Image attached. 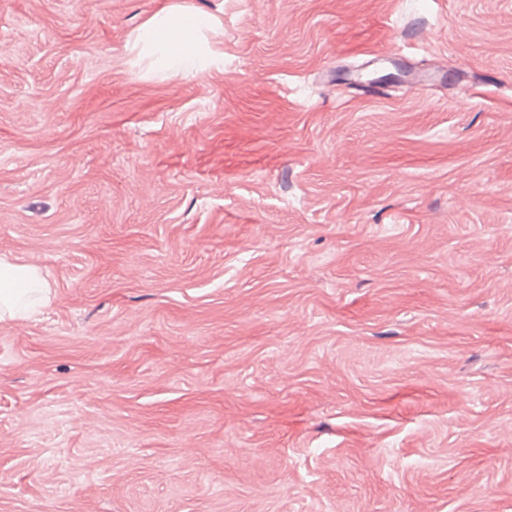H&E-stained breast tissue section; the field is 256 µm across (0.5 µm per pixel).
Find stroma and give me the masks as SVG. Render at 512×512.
Segmentation results:
<instances>
[{"mask_svg": "<svg viewBox=\"0 0 512 512\" xmlns=\"http://www.w3.org/2000/svg\"><path fill=\"white\" fill-rule=\"evenodd\" d=\"M0 255V512H512V0H0ZM193 27L190 29L189 27ZM195 26L183 22L176 26L161 25L152 32L155 49L163 56H174L187 70H192L198 64V52L195 43ZM48 292L37 266L0 257V320L25 316Z\"/></svg>", "mask_w": 512, "mask_h": 512, "instance_id": "stroma-1", "label": "stroma"}]
</instances>
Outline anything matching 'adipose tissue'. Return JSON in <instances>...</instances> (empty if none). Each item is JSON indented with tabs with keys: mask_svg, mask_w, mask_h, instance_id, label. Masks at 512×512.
<instances>
[{
	"mask_svg": "<svg viewBox=\"0 0 512 512\" xmlns=\"http://www.w3.org/2000/svg\"><path fill=\"white\" fill-rule=\"evenodd\" d=\"M155 49L172 56L188 70L198 64L195 32L188 23L161 25L152 32ZM48 291V284L37 266L0 257V320L25 316Z\"/></svg>",
	"mask_w": 512,
	"mask_h": 512,
	"instance_id": "1",
	"label": "adipose tissue"
}]
</instances>
